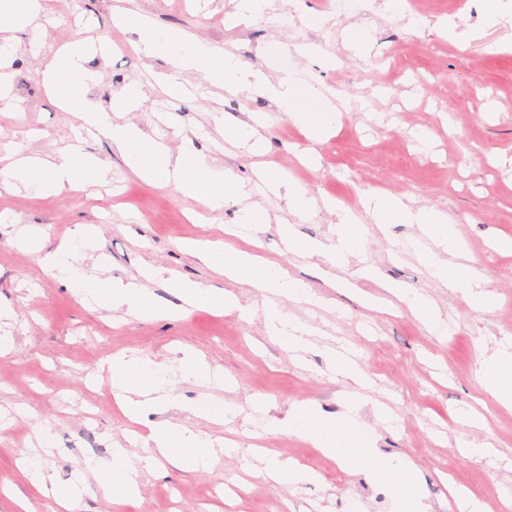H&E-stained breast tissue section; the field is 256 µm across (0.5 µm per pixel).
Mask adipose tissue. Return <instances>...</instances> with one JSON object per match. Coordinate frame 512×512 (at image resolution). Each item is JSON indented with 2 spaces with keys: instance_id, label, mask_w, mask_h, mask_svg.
<instances>
[{
  "instance_id": "obj_1",
  "label": "adipose tissue",
  "mask_w": 512,
  "mask_h": 512,
  "mask_svg": "<svg viewBox=\"0 0 512 512\" xmlns=\"http://www.w3.org/2000/svg\"><path fill=\"white\" fill-rule=\"evenodd\" d=\"M113 22L136 34L135 47L142 55L171 63V72L161 78L170 96H182L186 91L183 72L196 70L213 85L229 92L264 95L310 140L324 139L340 120L332 97L304 78L299 70L266 75L195 36L178 29H159L149 16L139 12L117 11ZM87 50L88 45L83 41L60 49L44 71L45 84L67 111L73 112L85 126L112 140L131 172L150 186L175 185L186 196L201 200L213 212L223 211L225 204L243 194L244 184L238 175L231 169L215 167L208 156L193 147H184L175 154L163 141L148 135L135 123H113V113L130 112L140 106L143 98L140 87L124 88L113 98L111 109L91 108L85 98L83 62ZM107 175V166L77 144L54 157L17 152L11 162L0 169V178L19 181L42 195L67 191L91 196ZM260 178L269 190L285 193L289 210L300 218H314L323 209L335 214L334 236L326 242L297 237L289 224L281 225L280 230L289 249L318 258L330 268L345 269L361 246V233L354 214L333 202H320L310 197L306 188L281 170H264ZM363 206L372 223L418 225L421 234L438 246L437 251L420 254L431 277L461 294L477 311L490 312L497 307V296L486 287L472 265L461 261L462 243L446 215L431 208L412 207L402 197L386 191L367 194ZM96 242L95 228L80 224L68 242L37 251L35 261L71 288L82 302L122 310L141 319H154L163 314L149 289L150 284L157 281L166 282L188 307L202 306L225 313L240 308L235 296L224 289L168 275L166 269L152 264L141 269V279L137 282L87 275L83 261L88 252L95 249ZM182 248L230 279L246 281L293 301L310 304L320 301L303 279L289 276L281 266L235 249L230 243L210 238L188 239ZM265 329L272 340L293 353L303 351L313 333L312 328L292 312L277 307L266 312ZM325 356L331 371L349 387L343 396L342 412L328 414L315 403L299 402L291 405L287 418L280 424L281 429L336 458L342 468L367 474L383 485L393 512H428L418 492V471L414 463L406 457H387L376 451L377 430L362 413L365 392L371 387L366 372L349 353L340 349L326 348ZM480 357L485 391L502 406H511L512 340L497 341L492 351L481 352ZM101 367L110 375L124 415L132 422L148 424L145 445L149 453L143 459L145 466L163 460L180 470L195 472L212 468L219 462V451L211 438L164 419V412L176 400L169 382L144 380L143 362L124 353L106 358ZM140 468L130 463L128 449L116 448L109 459L87 461L86 475L65 486L58 485L38 461H23L20 471L32 489L54 500L59 512H75L84 497L93 495L98 487L110 493L116 506L137 500Z\"/></svg>"
}]
</instances>
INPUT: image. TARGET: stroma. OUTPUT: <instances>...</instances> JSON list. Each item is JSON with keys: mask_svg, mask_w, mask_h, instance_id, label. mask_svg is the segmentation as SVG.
Wrapping results in <instances>:
<instances>
[{"mask_svg": "<svg viewBox=\"0 0 512 512\" xmlns=\"http://www.w3.org/2000/svg\"><path fill=\"white\" fill-rule=\"evenodd\" d=\"M238 0H49L50 24L14 34L10 111L0 112V158L23 150L57 155L76 140L104 161L110 172L96 196H37L0 187V305L14 319L0 322V334L13 338L0 356V409L14 412L11 428L0 433V481H17V463L40 454L56 482H71L89 450L107 459L113 448L144 453L147 427L130 422L112 401L110 380L90 384L100 362L116 353L149 365H167V378L184 405L205 400L239 407L232 420L208 421L170 409L167 417L209 437L237 441L238 453L223 456L210 470H146L136 512H392L385 488L364 474L336 467L335 459L278 431H262L251 421L256 397L268 402L267 415L284 418L290 405L312 401L331 414L342 410L345 383L328 368L325 350L347 345L373 382L372 400L394 413L390 426L378 427L380 454L410 456L431 512H458L449 484L469 489L504 512L502 495L512 491V406L487 402L485 425L477 429L455 420L460 408L486 400L481 385L480 350L512 337V254L494 248L512 237V53L491 54L486 43L504 28L484 23L481 0H408L421 27L392 14L384 0H370L373 49L357 57L343 45L344 29L356 15L337 16L333 0H267L261 15L237 20ZM144 13L160 28H177L233 52L252 69L269 75L304 70L308 79L335 97L343 117L334 133L320 141L305 137L264 96L232 95L184 74L188 97L174 98L157 82L166 60L149 59L131 44L133 36L112 23L114 8ZM315 14L319 24L303 22ZM454 18L474 32L466 42L443 38L442 18ZM105 43L107 54H89L84 66L87 94L97 108L114 94L139 84L142 105L114 115L132 122L172 150L191 144L214 165L237 173L247 195L210 212L175 186L148 188L130 172L110 139L88 134L75 114L47 91L44 69L64 44ZM312 47L302 55V47ZM335 56L336 66L324 63ZM262 115L266 151L256 155L224 140L223 124ZM311 155L315 166L300 160ZM273 167L300 182L316 199H333L361 213V199L388 191L418 205L442 211L455 224L466 255L490 290L500 297L489 313L473 311L447 285L430 277L411 248L420 231L414 224L378 227L363 222L364 246L345 272L355 286L332 287L315 259L288 250L279 223L288 218L284 197L254 190L262 169ZM259 204L269 215L252 239L232 238L237 249L283 266L307 281L323 305L288 302L287 308L315 328L301 359L265 334L269 292L232 281L181 249L184 240L220 238L243 207ZM78 224L95 225L100 248L88 253L87 271L115 279L138 277L154 264L205 286L231 291L243 314L216 315L205 309L182 311L181 300L163 284H152L166 317L139 320L125 313L84 307L50 272L41 270L13 242L21 227L43 232L45 246L66 239ZM373 266L375 276L360 277ZM397 282L430 296L448 322L445 337L433 335L386 285ZM192 351L221 370V387H204L179 377L178 359ZM52 428L49 447H40L38 424ZM492 444L493 455L476 459L456 453L458 441ZM294 460L317 471L314 483L283 485L265 471V456ZM246 483L228 498L223 489Z\"/></svg>", "mask_w": 512, "mask_h": 512, "instance_id": "stroma-1", "label": "stroma"}]
</instances>
